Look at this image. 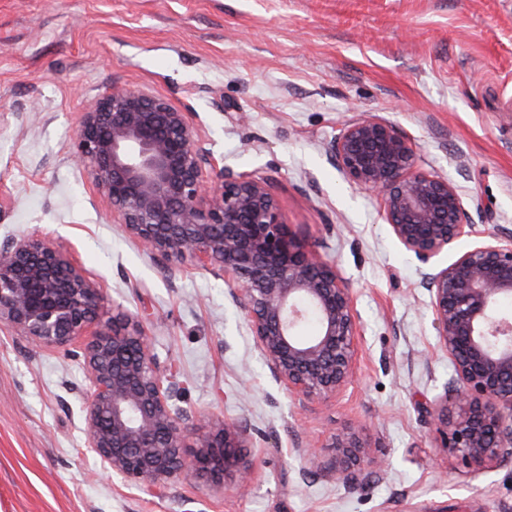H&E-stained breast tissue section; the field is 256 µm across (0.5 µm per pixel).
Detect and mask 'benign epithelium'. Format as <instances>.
Instances as JSON below:
<instances>
[{"label": "benign epithelium", "mask_w": 512, "mask_h": 512, "mask_svg": "<svg viewBox=\"0 0 512 512\" xmlns=\"http://www.w3.org/2000/svg\"><path fill=\"white\" fill-rule=\"evenodd\" d=\"M332 152L349 183L381 198L397 243L429 268L438 345L455 372L431 412L443 447L468 464L512 457V314L501 308L512 300V234L484 231L486 240L438 266L437 257L475 233L459 188L420 169L416 145L377 115L344 125ZM74 158L148 254L224 278L289 395L327 399L352 380L359 319L351 283L283 221L267 179L211 165L192 113L137 87L114 88L80 113ZM105 315L101 288L58 244L37 235L0 243V325L82 359L85 444L105 469L134 484L246 487V428L176 407L173 375L138 321ZM310 316L317 333L303 338L298 329ZM329 447L327 459L298 452L310 469L346 483L383 465L352 427L334 432Z\"/></svg>", "instance_id": "7a95c632"}]
</instances>
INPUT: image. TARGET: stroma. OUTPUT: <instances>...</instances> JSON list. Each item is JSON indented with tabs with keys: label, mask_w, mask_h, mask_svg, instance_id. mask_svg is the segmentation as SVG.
<instances>
[{
	"label": "stroma",
	"mask_w": 512,
	"mask_h": 512,
	"mask_svg": "<svg viewBox=\"0 0 512 512\" xmlns=\"http://www.w3.org/2000/svg\"><path fill=\"white\" fill-rule=\"evenodd\" d=\"M125 86L192 113L215 165L268 179L350 281L356 374L335 397L288 395L223 278L143 252L75 164L80 113ZM365 114L458 186L469 223L512 230V0H0V242L61 245L177 371L178 406L239 420L256 462L244 492L124 482L84 446L81 360L4 328L0 512H512V458L466 464L430 424L454 369L425 266L330 157ZM345 427L386 467L352 488L303 472L298 449L331 457Z\"/></svg>",
	"instance_id": "35a3bbf8"
}]
</instances>
